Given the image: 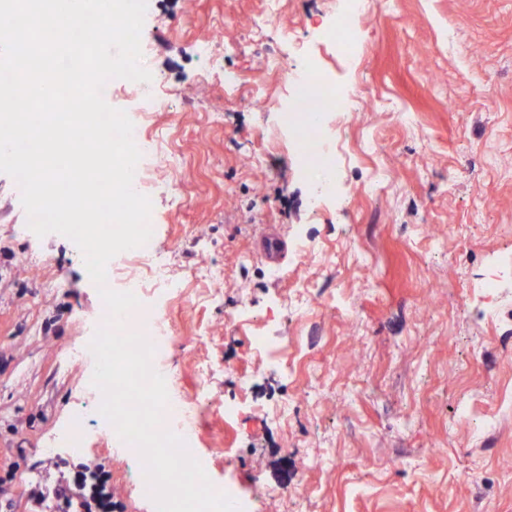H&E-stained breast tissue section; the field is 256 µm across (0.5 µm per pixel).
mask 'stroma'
I'll list each match as a JSON object with an SVG mask.
<instances>
[{
	"label": "stroma",
	"instance_id": "obj_1",
	"mask_svg": "<svg viewBox=\"0 0 512 512\" xmlns=\"http://www.w3.org/2000/svg\"><path fill=\"white\" fill-rule=\"evenodd\" d=\"M350 2L280 0L271 17L266 0H150L147 126L182 157L151 172L156 248L180 286L149 296L173 320L174 390L203 402L210 480L256 512H297L299 492L306 512H512V0H360L351 55L309 38ZM202 40L235 91L207 76ZM309 63L322 138L346 145L315 209L323 161L283 118ZM25 223L0 173V467L20 473L0 512H28L46 483L42 446L94 371L71 354L100 318L77 246ZM269 226L306 252L268 263ZM38 258L57 287L35 279ZM67 460L104 464L123 512H156L103 428Z\"/></svg>",
	"mask_w": 512,
	"mask_h": 512
}]
</instances>
